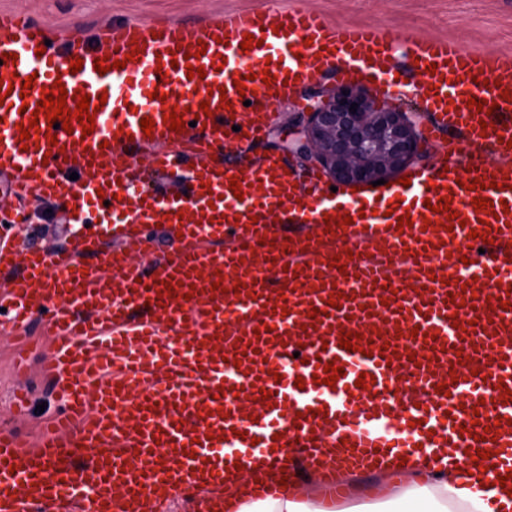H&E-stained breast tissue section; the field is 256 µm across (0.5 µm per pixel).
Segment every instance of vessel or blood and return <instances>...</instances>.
<instances>
[{"instance_id": "vessel-or-blood-1", "label": "vessel or blood", "mask_w": 512, "mask_h": 512, "mask_svg": "<svg viewBox=\"0 0 512 512\" xmlns=\"http://www.w3.org/2000/svg\"><path fill=\"white\" fill-rule=\"evenodd\" d=\"M249 35L256 44L242 50ZM400 48L389 29L337 26L305 8L203 26L115 21L90 41L0 11V193L16 201L0 215V271L13 275L0 289V333L43 319L54 338L43 375L64 404L38 444L0 433V512H68L72 501L82 512H158L184 483L207 487L191 512H236L226 474L260 461L276 470L253 475L265 494L293 493L314 473L333 501L414 455L467 468L484 452L493 477L512 473V189L501 185L512 177V55L415 43L426 137L462 139L430 169L409 170V186L353 196L273 155L213 159L237 132L262 137L289 85L317 80L328 60L342 81L367 70L393 89L380 62ZM104 58L121 68L95 71ZM192 67L205 77H189ZM59 82L68 109L89 96L94 131L76 123L52 142L42 120L40 139L21 141L19 124ZM479 99L493 113L478 112ZM174 110L178 132L165 120ZM480 177L490 188H473ZM166 179L187 191L168 193ZM441 197L457 218L426 207ZM31 198L65 203L77 251L10 242ZM480 198L491 212L475 210ZM156 223L183 246L158 265L132 262ZM105 230L120 247L102 250ZM101 263L109 280L97 277ZM225 269L234 277L219 278ZM348 332L361 334L360 350L341 348ZM331 363L343 375L316 383ZM363 374L370 387H358ZM239 388L256 415L242 411Z\"/></svg>"}]
</instances>
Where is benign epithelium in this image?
Returning <instances> with one entry per match:
<instances>
[{
	"label": "benign epithelium",
	"instance_id": "obj_1",
	"mask_svg": "<svg viewBox=\"0 0 512 512\" xmlns=\"http://www.w3.org/2000/svg\"><path fill=\"white\" fill-rule=\"evenodd\" d=\"M318 88L306 93L298 150L343 184L388 180L419 151L420 133L407 112L378 104L363 88ZM356 103V112L349 111Z\"/></svg>",
	"mask_w": 512,
	"mask_h": 512
}]
</instances>
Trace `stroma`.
<instances>
[{"instance_id":"1","label":"stroma","mask_w":512,"mask_h":512,"mask_svg":"<svg viewBox=\"0 0 512 512\" xmlns=\"http://www.w3.org/2000/svg\"><path fill=\"white\" fill-rule=\"evenodd\" d=\"M0 4L45 26H66L87 35L112 21L171 17L197 22L226 12L264 9L269 0H0ZM279 4L320 12L335 25L392 29L408 49L422 39H446L474 51L512 54V0H279ZM306 104L304 94L298 93L275 106L266 134L247 139L248 155L274 154L304 169L294 139ZM70 234L69 225L34 217L23 228L13 230L12 237L53 251L63 248ZM49 351L41 320L32 321L27 343L0 334V431L26 435L35 443L61 411L63 402L42 373V360ZM20 354L30 360L24 374L14 368V359ZM19 390L29 394L22 413L12 401Z\"/></svg>"}]
</instances>
